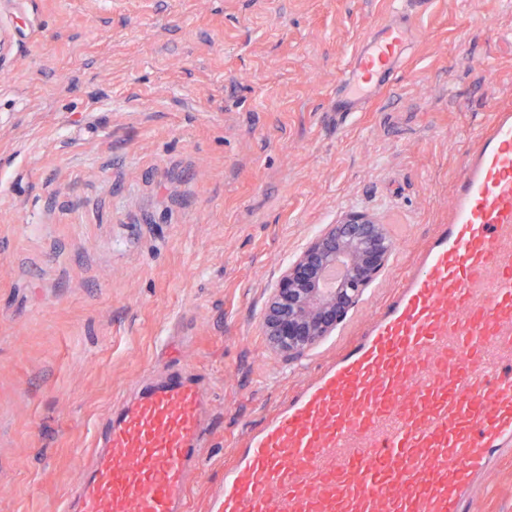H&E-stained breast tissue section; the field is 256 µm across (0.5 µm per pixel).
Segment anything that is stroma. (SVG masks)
Listing matches in <instances>:
<instances>
[{"label":"stroma","instance_id":"1","mask_svg":"<svg viewBox=\"0 0 512 512\" xmlns=\"http://www.w3.org/2000/svg\"><path fill=\"white\" fill-rule=\"evenodd\" d=\"M393 0H10L0 72V512H61L142 382H208L188 512L248 429L354 340L448 221L512 105V0H433L414 51L347 124L336 80ZM375 215L379 278L302 356L262 326L322 225Z\"/></svg>","mask_w":512,"mask_h":512}]
</instances>
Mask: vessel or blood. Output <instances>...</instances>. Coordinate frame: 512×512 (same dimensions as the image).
I'll list each match as a JSON object with an SVG mask.
<instances>
[{"label":"vessel or blood","mask_w":512,"mask_h":512,"mask_svg":"<svg viewBox=\"0 0 512 512\" xmlns=\"http://www.w3.org/2000/svg\"><path fill=\"white\" fill-rule=\"evenodd\" d=\"M395 0L337 79L352 116L407 62ZM209 398L193 375L143 384L101 428L66 512H187ZM512 451V107L492 112L454 182L448 221L359 336L232 450L211 512H471Z\"/></svg>","instance_id":"obj_1"}]
</instances>
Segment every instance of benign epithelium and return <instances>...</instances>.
I'll list each match as a JSON object with an SVG mask.
<instances>
[{"label": "benign epithelium", "mask_w": 512, "mask_h": 512, "mask_svg": "<svg viewBox=\"0 0 512 512\" xmlns=\"http://www.w3.org/2000/svg\"><path fill=\"white\" fill-rule=\"evenodd\" d=\"M393 251V241L372 214L351 212L324 225L285 267L270 295L263 318L269 343L290 358L300 356L335 329ZM338 268L343 275L326 287Z\"/></svg>", "instance_id": "1"}]
</instances>
